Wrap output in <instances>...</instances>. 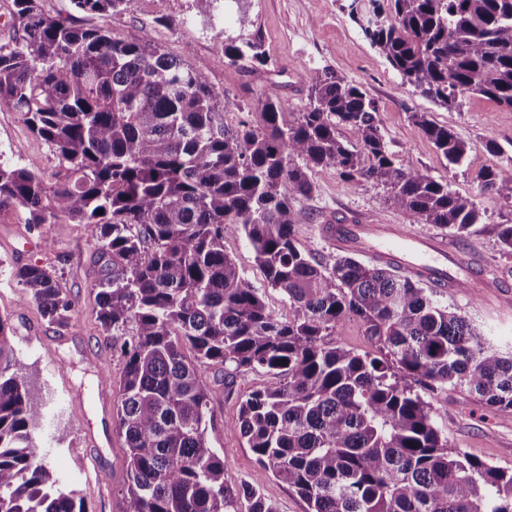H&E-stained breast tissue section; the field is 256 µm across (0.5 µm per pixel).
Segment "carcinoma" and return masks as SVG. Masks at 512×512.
I'll list each match as a JSON object with an SVG mask.
<instances>
[{
  "instance_id": "1",
  "label": "carcinoma",
  "mask_w": 512,
  "mask_h": 512,
  "mask_svg": "<svg viewBox=\"0 0 512 512\" xmlns=\"http://www.w3.org/2000/svg\"><path fill=\"white\" fill-rule=\"evenodd\" d=\"M70 2L103 17L132 5ZM368 2L351 0L350 18L413 92L448 109L480 95L512 110V0ZM10 15L21 35L0 42V110L18 113L58 165L46 178L0 162V209L36 226H92L98 319L124 358L122 512H237L241 499L249 512H278L256 489L228 484L224 457L208 446L206 371L228 364L273 377L238 403L234 423L309 512H512V469L448 447L423 398L465 386L509 417L512 357L396 267L349 255L327 267L295 239L293 202L311 194L315 167L386 187L410 224L462 236L480 220L475 200L395 159L361 87L317 75L296 118L264 94L257 122L229 128L220 93L150 37L78 27L40 0H11ZM216 39L229 64H266L258 45ZM413 118L448 165L462 162L467 146L451 129ZM507 185L511 166L485 172V187ZM239 233L288 318L224 252ZM11 275L51 324L70 325L74 304L54 270L27 264ZM349 315L378 355L325 342ZM23 367L0 315V512H88L39 445L43 399L6 375Z\"/></svg>"
}]
</instances>
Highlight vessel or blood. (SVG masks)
Returning a JSON list of instances; mask_svg holds the SVG:
<instances>
[{
  "label": "vessel or blood",
  "instance_id": "obj_1",
  "mask_svg": "<svg viewBox=\"0 0 512 512\" xmlns=\"http://www.w3.org/2000/svg\"><path fill=\"white\" fill-rule=\"evenodd\" d=\"M318 231L336 250L392 263L407 275L445 290L462 287L468 279L482 275L475 256L398 224L356 218L319 225Z\"/></svg>",
  "mask_w": 512,
  "mask_h": 512
}]
</instances>
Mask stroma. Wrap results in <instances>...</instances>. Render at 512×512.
<instances>
[{
  "instance_id": "obj_1",
  "label": "stroma",
  "mask_w": 512,
  "mask_h": 512,
  "mask_svg": "<svg viewBox=\"0 0 512 512\" xmlns=\"http://www.w3.org/2000/svg\"><path fill=\"white\" fill-rule=\"evenodd\" d=\"M345 4L346 0H135L128 11L99 17L73 14L70 0L41 2L46 14L71 15L85 27H106L117 39L150 36L223 93L221 117L230 127L248 118L257 97L265 92L280 97L288 111H302L310 77L318 71L361 86L378 106L376 122L395 157L427 169L434 178L448 182L452 191L475 199L482 213L476 233L468 236L452 238L432 224L411 225V232L451 238L477 256L488 278L512 280V254L501 249L493 231L494 225L512 224V192L485 188L482 180L486 170L512 160V111L479 96L450 111L415 94L349 19ZM218 30L228 40L261 44L266 66L253 73L228 65L213 38ZM415 112L452 129L466 143L460 165L449 166L436 152L413 122ZM0 158L43 176L58 165L49 147L9 111H0ZM311 180L312 193L295 204L296 239L302 250L324 264H333L339 256L317 230L326 214L405 222L380 186L347 183L329 168L313 169ZM224 250L264 289L269 308L287 316V300L268 288L246 238L228 235ZM34 263L54 267L60 288L72 299L73 317L67 329L51 326L39 305L11 278L14 268ZM99 271L90 225L62 221L36 227L27 224L20 211L0 210V315L14 327L17 355L25 365L23 380L45 403L37 431L40 444L55 477L63 486L78 490L89 512H120L127 448L113 416L103 410L100 393L108 391L111 400H118L123 359L97 320L92 285ZM439 299L464 315L491 349L512 355V309L488 301L482 283L440 294ZM207 379L214 413L207 439L224 457L227 481L257 489L279 512H308L306 502L259 464L233 429L239 400L267 385L270 375L245 371L229 379L215 367L208 370ZM430 402L435 424L449 447L512 469V418L483 407L463 386L432 395Z\"/></svg>"
}]
</instances>
